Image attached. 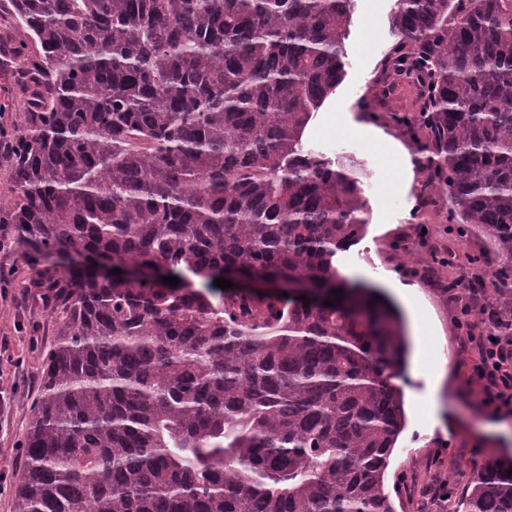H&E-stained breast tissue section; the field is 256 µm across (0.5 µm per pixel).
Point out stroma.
<instances>
[{
  "instance_id": "1",
  "label": "stroma",
  "mask_w": 512,
  "mask_h": 512,
  "mask_svg": "<svg viewBox=\"0 0 512 512\" xmlns=\"http://www.w3.org/2000/svg\"><path fill=\"white\" fill-rule=\"evenodd\" d=\"M395 0H354L345 42L344 78L324 102L326 112H354L386 133L410 144L391 113L374 109L372 87L396 36L390 19ZM307 148L329 159L358 164L367 201V225L361 240L338 253V270L354 281L392 295L389 278L412 286L409 300L398 301L409 352L399 384L404 393L406 427L390 457L386 486L396 512H439L428 490L440 483L462 492L473 465L492 457H512V431H494L495 423L512 424V414L489 411L466 378L476 358L457 323L461 302L450 296L451 282H469L497 260L486 241L475 235L450 233L451 204L431 206L424 188L423 155L412 151L414 184L401 185L396 161L361 136L344 128L315 131L304 137ZM429 236H420V224ZM453 253L451 266L433 265L432 256ZM37 268L19 248L0 253V284L9 292L0 300V512H13L22 479L20 459L40 389L43 359L53 339L54 317L35 288Z\"/></svg>"
}]
</instances>
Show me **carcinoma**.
Here are the masks:
<instances>
[{
	"instance_id": "obj_1",
	"label": "carcinoma",
	"mask_w": 512,
	"mask_h": 512,
	"mask_svg": "<svg viewBox=\"0 0 512 512\" xmlns=\"http://www.w3.org/2000/svg\"><path fill=\"white\" fill-rule=\"evenodd\" d=\"M353 2L0 0L33 47L6 220L27 252L122 270L41 271L56 327L14 512H396L402 319L339 277L367 202L353 163L302 141ZM392 27L382 69L415 88L396 122L426 185L511 264L512 0H396ZM511 468L476 465L448 512H512Z\"/></svg>"
}]
</instances>
